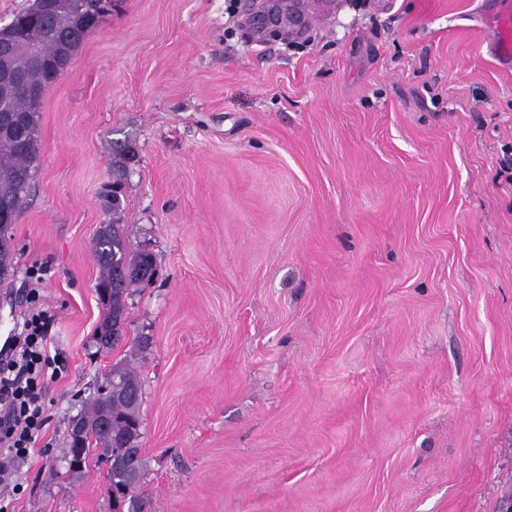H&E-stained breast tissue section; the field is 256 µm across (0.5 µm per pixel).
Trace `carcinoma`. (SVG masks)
Listing matches in <instances>:
<instances>
[{"label":"carcinoma","mask_w":512,"mask_h":512,"mask_svg":"<svg viewBox=\"0 0 512 512\" xmlns=\"http://www.w3.org/2000/svg\"><path fill=\"white\" fill-rule=\"evenodd\" d=\"M62 7L69 11V23L55 30L41 46L42 63L34 64L26 52H16L12 56V72L29 83L53 84L86 36L110 19L104 12L102 0H32L28 7L14 14L15 27L0 30V51L14 43L18 30L33 21L54 25L58 9ZM8 112L26 118L21 132L33 143L31 149L22 151L16 145L15 132L8 129L0 131V203L8 201L18 215L36 174L40 151V105L12 92L9 84L0 79V123ZM134 158L135 148L131 140L116 142L112 146V184L103 188V197L112 205L114 212L120 207V185ZM92 252L101 270L98 286L112 289V306L104 307L103 321H110L112 326L118 328L117 338L112 341L115 346L123 337L128 299L134 288L153 277L156 261L149 251H130L124 225L115 220L95 237ZM141 405L140 401L133 404L119 400L106 409L99 396H94L78 413L87 426L86 453H97V460L105 464L117 448L123 445L139 447L142 432L137 429L136 423L140 422ZM132 466L136 471V499L128 500L120 491H112L113 502L130 507L146 497L143 491L146 467L143 456L137 455Z\"/></svg>","instance_id":"cac0c4a2"}]
</instances>
